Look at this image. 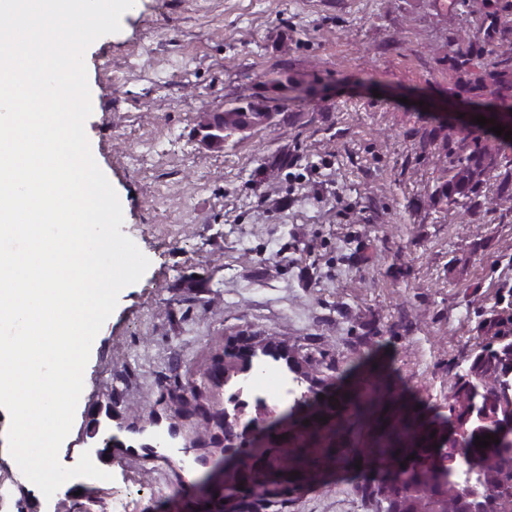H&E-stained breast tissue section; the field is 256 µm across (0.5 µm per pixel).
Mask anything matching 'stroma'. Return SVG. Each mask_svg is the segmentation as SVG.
I'll return each instance as SVG.
<instances>
[{"mask_svg": "<svg viewBox=\"0 0 512 512\" xmlns=\"http://www.w3.org/2000/svg\"><path fill=\"white\" fill-rule=\"evenodd\" d=\"M507 0H135L119 32L85 52L93 157L120 199L122 233L149 259L95 337L63 466L100 452L108 481L71 479L54 500L9 452L0 407V512H211L204 480L222 457L213 414L230 390L211 373L227 345L271 344L351 393L370 417L315 455L323 481L269 512H369L357 488L382 478L377 441L402 415L447 413L456 378L512 341V206L489 175L449 202L448 125L491 99L478 66L512 42L480 30ZM472 14L476 61L454 62ZM255 106L271 124L203 139L211 112ZM347 372L338 380L339 372ZM164 437L189 447L146 458Z\"/></svg>", "mask_w": 512, "mask_h": 512, "instance_id": "1", "label": "stroma"}]
</instances>
